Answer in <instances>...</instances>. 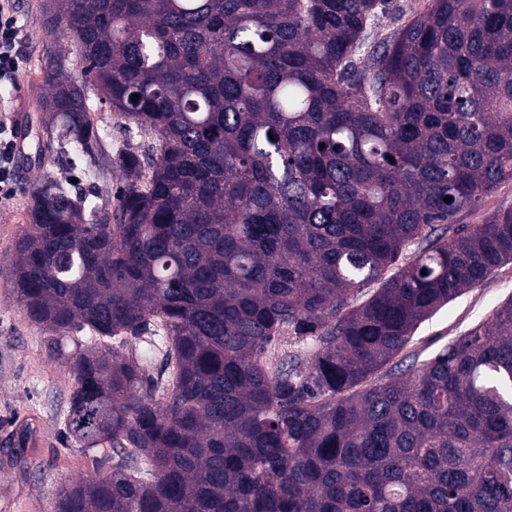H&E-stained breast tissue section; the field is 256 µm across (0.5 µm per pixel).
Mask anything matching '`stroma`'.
Wrapping results in <instances>:
<instances>
[{
    "instance_id": "obj_1",
    "label": "stroma",
    "mask_w": 512,
    "mask_h": 512,
    "mask_svg": "<svg viewBox=\"0 0 512 512\" xmlns=\"http://www.w3.org/2000/svg\"><path fill=\"white\" fill-rule=\"evenodd\" d=\"M44 0H16L17 13L25 28L22 63L13 81H0V121L30 126L39 123V112L26 111L45 92L43 71L52 51L74 52L75 39L67 32L49 36L41 27ZM430 0H390L368 30L382 38L413 15L428 10ZM98 115L106 134L98 151L100 177L89 176L84 166L50 153L41 173L72 182L74 191L116 193L124 180L114 160L124 152H140L152 141L147 131L123 133L120 120L107 106ZM31 191L13 183L7 197L0 198V262L8 261L12 243L28 221ZM512 297V263L495 270L485 281L420 324L404 351L384 371L401 376L420 365L457 337L487 318ZM43 331L27 321L16 306L10 289L0 280V512H53L59 487L67 482L103 473L111 464L102 450L85 449L66 437V413L74 381L68 367L50 358Z\"/></svg>"
}]
</instances>
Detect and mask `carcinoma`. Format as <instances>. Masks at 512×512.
Wrapping results in <instances>:
<instances>
[{
    "instance_id": "cac0c4a2",
    "label": "carcinoma",
    "mask_w": 512,
    "mask_h": 512,
    "mask_svg": "<svg viewBox=\"0 0 512 512\" xmlns=\"http://www.w3.org/2000/svg\"><path fill=\"white\" fill-rule=\"evenodd\" d=\"M386 3L46 0L38 145L91 153L92 94L153 134L112 202L36 180L0 265L116 460L54 512H512V298L368 382L512 263V208L453 228L512 181V0L371 43Z\"/></svg>"
}]
</instances>
